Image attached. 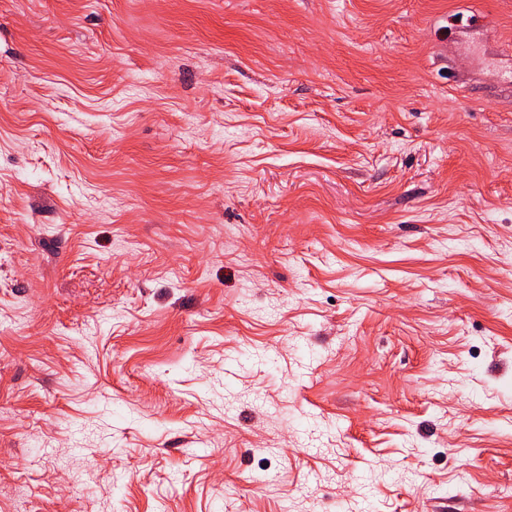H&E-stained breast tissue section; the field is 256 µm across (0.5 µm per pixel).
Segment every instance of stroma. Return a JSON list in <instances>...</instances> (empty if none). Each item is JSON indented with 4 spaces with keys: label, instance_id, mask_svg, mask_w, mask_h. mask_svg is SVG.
Instances as JSON below:
<instances>
[{
    "label": "stroma",
    "instance_id": "obj_1",
    "mask_svg": "<svg viewBox=\"0 0 512 512\" xmlns=\"http://www.w3.org/2000/svg\"><path fill=\"white\" fill-rule=\"evenodd\" d=\"M0 512H512V0H0Z\"/></svg>",
    "mask_w": 512,
    "mask_h": 512
}]
</instances>
